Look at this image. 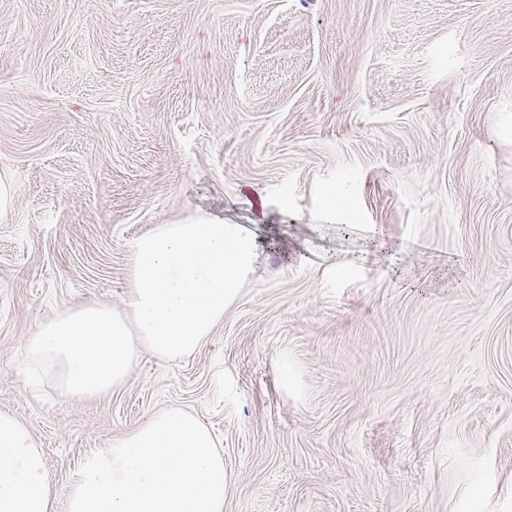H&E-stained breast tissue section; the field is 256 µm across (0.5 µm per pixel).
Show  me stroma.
Wrapping results in <instances>:
<instances>
[{
    "instance_id": "35a3bbf8",
    "label": "stroma",
    "mask_w": 512,
    "mask_h": 512,
    "mask_svg": "<svg viewBox=\"0 0 512 512\" xmlns=\"http://www.w3.org/2000/svg\"><path fill=\"white\" fill-rule=\"evenodd\" d=\"M0 174V412L58 488L180 405L224 512H512V0H0ZM195 217L262 250L208 341L39 398L22 341Z\"/></svg>"
}]
</instances>
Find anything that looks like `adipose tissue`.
Here are the masks:
<instances>
[{
  "mask_svg": "<svg viewBox=\"0 0 512 512\" xmlns=\"http://www.w3.org/2000/svg\"><path fill=\"white\" fill-rule=\"evenodd\" d=\"M58 489L36 437L0 412V512H55Z\"/></svg>",
  "mask_w": 512,
  "mask_h": 512,
  "instance_id": "obj_1",
  "label": "adipose tissue"
}]
</instances>
